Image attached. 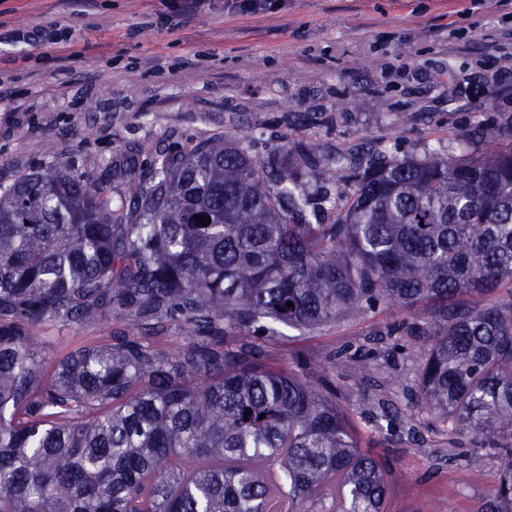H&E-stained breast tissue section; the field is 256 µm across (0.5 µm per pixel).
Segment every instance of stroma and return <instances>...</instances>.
I'll list each match as a JSON object with an SVG mask.
<instances>
[{
  "label": "stroma",
  "mask_w": 512,
  "mask_h": 512,
  "mask_svg": "<svg viewBox=\"0 0 512 512\" xmlns=\"http://www.w3.org/2000/svg\"><path fill=\"white\" fill-rule=\"evenodd\" d=\"M236 0H182L171 30L162 0H0V186L58 161L89 181L172 144L225 135L241 143H303L318 158L358 137L387 154L462 155L460 136L483 125L477 148L512 146V0H285L246 15ZM416 313L384 303L308 332L277 327L264 363L307 365L332 390L362 447L398 472L387 512H476L498 460L470 437L408 423L423 339L397 334ZM35 329L47 364L121 329ZM375 355L357 381L349 355ZM393 405L376 427L378 400ZM417 426L420 443L407 438Z\"/></svg>",
  "instance_id": "obj_1"
}]
</instances>
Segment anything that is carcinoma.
<instances>
[{
	"mask_svg": "<svg viewBox=\"0 0 512 512\" xmlns=\"http://www.w3.org/2000/svg\"><path fill=\"white\" fill-rule=\"evenodd\" d=\"M355 149L225 136L127 163L123 192L61 162L0 189V512H386L390 471L334 395L243 337L380 301L427 309L404 326L429 340L415 406L497 455L477 512H512V147ZM307 172L343 205L316 210ZM116 312L44 367L35 328ZM172 319L195 332L175 353L153 342Z\"/></svg>",
	"mask_w": 512,
	"mask_h": 512,
	"instance_id": "cac0c4a2",
	"label": "carcinoma"
}]
</instances>
